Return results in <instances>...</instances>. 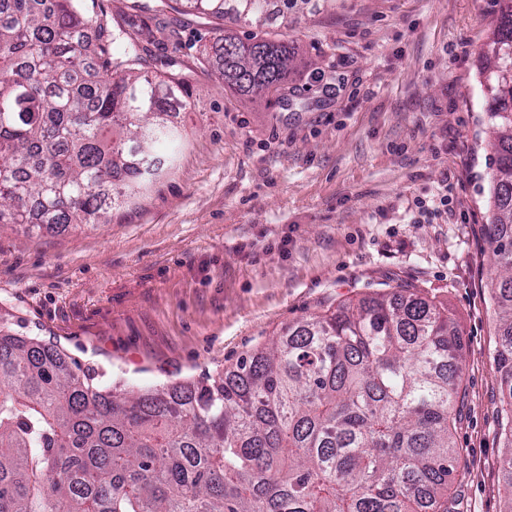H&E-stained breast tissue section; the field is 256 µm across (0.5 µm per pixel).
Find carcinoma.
I'll list each match as a JSON object with an SVG mask.
<instances>
[{"mask_svg":"<svg viewBox=\"0 0 512 512\" xmlns=\"http://www.w3.org/2000/svg\"><path fill=\"white\" fill-rule=\"evenodd\" d=\"M481 78L491 121L485 225L493 355L512 446V0ZM269 0H156L224 32L216 72L243 102L301 67L264 30ZM142 25L114 31L85 0L0 7V227L98 224L160 175L187 76H149ZM94 80L83 78L87 63ZM462 331L417 288L297 321L217 376L127 391L67 354L0 330V512H456L448 477Z\"/></svg>","mask_w":512,"mask_h":512,"instance_id":"obj_1","label":"carcinoma"}]
</instances>
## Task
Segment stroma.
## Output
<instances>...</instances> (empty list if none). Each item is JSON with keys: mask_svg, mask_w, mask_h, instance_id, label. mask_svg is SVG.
<instances>
[{"mask_svg": "<svg viewBox=\"0 0 512 512\" xmlns=\"http://www.w3.org/2000/svg\"><path fill=\"white\" fill-rule=\"evenodd\" d=\"M496 0H273L268 32L306 65L241 102L211 21L155 13L149 69L187 74L174 167L104 224L0 228V313L131 388L216 375L289 323L420 288L466 338L450 493L507 512L496 318L483 226L488 118L479 75ZM453 186L446 211L415 198Z\"/></svg>", "mask_w": 512, "mask_h": 512, "instance_id": "1", "label": "stroma"}]
</instances>
